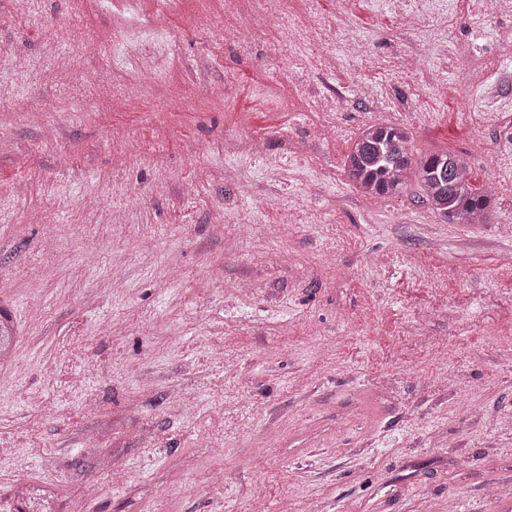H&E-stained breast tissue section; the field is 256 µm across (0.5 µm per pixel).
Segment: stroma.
I'll return each mask as SVG.
<instances>
[{"label": "stroma", "mask_w": 512, "mask_h": 512, "mask_svg": "<svg viewBox=\"0 0 512 512\" xmlns=\"http://www.w3.org/2000/svg\"><path fill=\"white\" fill-rule=\"evenodd\" d=\"M426 2L314 0L367 55L293 82L316 35H225L216 0H144L146 57L112 0H0V512L22 484L59 512H512L488 493L512 485V84L483 79L512 72V11L389 24ZM384 123L467 153L489 223H440L413 179L355 191L343 159ZM17 328L8 312L0 306V365L11 356L15 345Z\"/></svg>", "instance_id": "obj_1"}]
</instances>
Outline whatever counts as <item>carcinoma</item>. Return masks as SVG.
<instances>
[{"label":"carcinoma","instance_id":"carcinoma-1","mask_svg":"<svg viewBox=\"0 0 512 512\" xmlns=\"http://www.w3.org/2000/svg\"><path fill=\"white\" fill-rule=\"evenodd\" d=\"M349 182L356 191L373 199L400 193L407 173L416 168L421 199L444 224H483L488 219L492 193L472 186L469 164L454 152L437 151L420 158L413 156L408 128L371 125L364 129L344 161ZM17 328L0 306V365L11 356ZM23 508L19 512H49L56 493L46 489L31 496L30 488H17Z\"/></svg>","mask_w":512,"mask_h":512}]
</instances>
